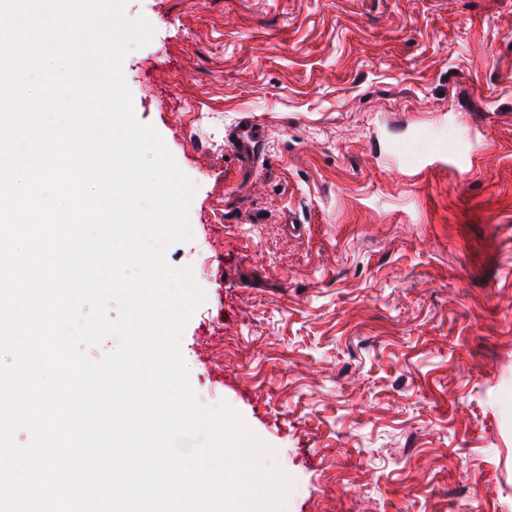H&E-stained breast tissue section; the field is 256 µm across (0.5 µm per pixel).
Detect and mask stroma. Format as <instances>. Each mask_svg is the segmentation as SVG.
<instances>
[{
	"label": "stroma",
	"instance_id": "35a3bbf8",
	"mask_svg": "<svg viewBox=\"0 0 512 512\" xmlns=\"http://www.w3.org/2000/svg\"><path fill=\"white\" fill-rule=\"evenodd\" d=\"M195 183L181 351L286 512H512V0H126Z\"/></svg>",
	"mask_w": 512,
	"mask_h": 512
}]
</instances>
